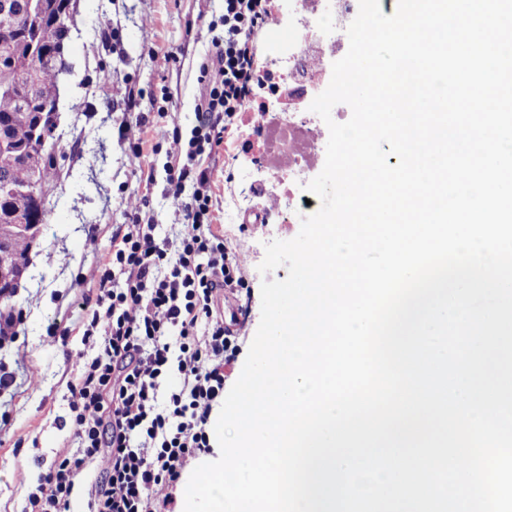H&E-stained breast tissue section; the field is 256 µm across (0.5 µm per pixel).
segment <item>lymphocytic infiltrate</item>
Segmentation results:
<instances>
[{"mask_svg": "<svg viewBox=\"0 0 512 512\" xmlns=\"http://www.w3.org/2000/svg\"><path fill=\"white\" fill-rule=\"evenodd\" d=\"M274 22L267 0H224V34L199 67L206 92L196 125L183 132L175 113L159 108L154 130L171 142L170 160L141 170L139 184L148 189L165 176L184 230L170 243L137 214L113 232L84 322L83 340L96 353L70 387L79 453L39 475L24 512H69L79 473L102 454L107 466L88 489L92 512H171L186 466L209 453L224 367L238 347L218 299L240 281L212 224L213 170L199 160L252 111L255 37ZM171 377L178 385L168 386Z\"/></svg>", "mask_w": 512, "mask_h": 512, "instance_id": "obj_1", "label": "lymphocytic infiltrate"}]
</instances>
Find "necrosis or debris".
<instances>
[{"label":"necrosis or debris","mask_w":512,"mask_h":512,"mask_svg":"<svg viewBox=\"0 0 512 512\" xmlns=\"http://www.w3.org/2000/svg\"><path fill=\"white\" fill-rule=\"evenodd\" d=\"M358 7V0H288L287 13L277 18L275 30L284 36L287 57L273 59L264 72L261 88L274 106L262 112L251 132L262 144L251 163L276 174L283 187L269 209L279 224L300 223L321 205L300 188L324 160L323 127L309 106L328 86L327 61Z\"/></svg>","instance_id":"4bbe7bcc"}]
</instances>
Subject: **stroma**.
<instances>
[{
  "label": "stroma",
  "instance_id": "1",
  "mask_svg": "<svg viewBox=\"0 0 512 512\" xmlns=\"http://www.w3.org/2000/svg\"><path fill=\"white\" fill-rule=\"evenodd\" d=\"M223 12L224 0H72L48 222L34 237L12 299L22 321L19 334L0 342V367L15 376L14 385L0 393V512H23L39 475L78 447L67 384L94 351L84 345L83 330L69 312L83 299L95 298L98 258L110 246L113 226L132 221L141 169L160 168L166 161L162 149L132 154L119 133L126 110L122 95L105 100L98 89L109 81L131 84L141 94L143 112L170 97L181 126L192 127L205 92L197 81L198 67L211 48L210 26L219 23ZM248 136L244 127L225 139L212 186L214 224L237 256L244 281L239 298L247 310L238 330L237 357L225 371L228 388L241 374L260 322L265 276L258 267L265 245L272 238L292 239L300 230L294 224L267 235L225 220L228 205L259 207L265 193L279 188L271 173L248 165ZM246 181L260 183L263 194L241 198ZM61 317L69 334L48 339V324Z\"/></svg>",
  "mask_w": 512,
  "mask_h": 512
}]
</instances>
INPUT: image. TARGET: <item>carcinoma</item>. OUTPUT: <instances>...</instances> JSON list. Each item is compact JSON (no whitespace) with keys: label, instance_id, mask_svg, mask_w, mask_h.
Instances as JSON below:
<instances>
[{"label":"carcinoma","instance_id":"cac0c4a2","mask_svg":"<svg viewBox=\"0 0 512 512\" xmlns=\"http://www.w3.org/2000/svg\"><path fill=\"white\" fill-rule=\"evenodd\" d=\"M15 22L10 28L0 27V85L14 84L20 90L12 93L0 91V128L6 127L8 137L17 146L28 148L34 129L41 117V108L54 104L59 88V58L48 63L41 59L44 53L53 52L61 37L62 26L68 14L55 0L50 14L39 24V39L32 50L19 49L18 39L32 34L29 24L30 0H13ZM56 142H48L39 162L37 197L14 196L0 190V271L22 276L28 263V253L39 226L46 223L47 173L54 163ZM32 167L24 159H17L8 166L0 164V186L25 184L31 181ZM33 227L31 232H21L13 227L18 217Z\"/></svg>","mask_w":512,"mask_h":512}]
</instances>
